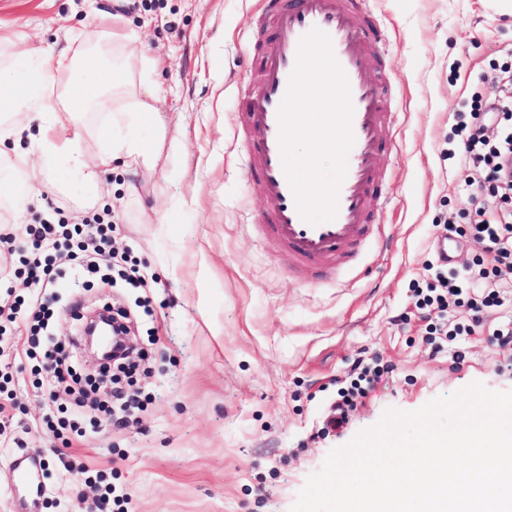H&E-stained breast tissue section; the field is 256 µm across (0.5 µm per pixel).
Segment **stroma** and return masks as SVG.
<instances>
[{
	"instance_id": "1",
	"label": "stroma",
	"mask_w": 512,
	"mask_h": 512,
	"mask_svg": "<svg viewBox=\"0 0 512 512\" xmlns=\"http://www.w3.org/2000/svg\"><path fill=\"white\" fill-rule=\"evenodd\" d=\"M387 44L371 80L399 114L381 157L390 184L385 246L349 266L290 275V262L255 239L268 204L240 177L239 101L247 68L268 48L260 0H0V53L62 47L65 34L94 50L113 14L148 48L170 129L184 150L145 175L149 193L130 197L129 173L113 164L101 199L84 191L45 202L29 177L28 221L60 207L69 222L111 214L112 250L139 261L154 280L74 288L84 309L127 312L134 388L147 397L124 421L84 409V436H72L46 479L38 512H86L101 485L125 496V512H290L308 476L328 453L375 426L384 411L412 412L479 382L512 391V346L492 341L512 323V287L470 335L434 352L412 289L436 263L435 238L447 217L469 223L474 207L461 185L466 171L448 151L457 114L473 95L493 101L497 86L481 73L506 62L512 0H368ZM161 216L149 224L145 214ZM28 310L0 324L10 339L0 354V512H16L12 462L46 453V417L62 414L42 395L39 363L27 350ZM385 370L346 422L327 429L337 379L360 352ZM462 361H454V353Z\"/></svg>"
}]
</instances>
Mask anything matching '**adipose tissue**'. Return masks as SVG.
<instances>
[{"mask_svg":"<svg viewBox=\"0 0 512 512\" xmlns=\"http://www.w3.org/2000/svg\"><path fill=\"white\" fill-rule=\"evenodd\" d=\"M112 65L103 67L76 39L65 48L29 49L0 62V157L16 154L52 191L70 180L95 191L113 163L153 171L183 149L157 103L147 54L128 52V34L106 31Z\"/></svg>","mask_w":512,"mask_h":512,"instance_id":"ef3b65f1","label":"adipose tissue"}]
</instances>
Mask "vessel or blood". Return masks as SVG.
I'll return each mask as SVG.
<instances>
[{"label":"vessel or blood","instance_id":"obj_1","mask_svg":"<svg viewBox=\"0 0 512 512\" xmlns=\"http://www.w3.org/2000/svg\"><path fill=\"white\" fill-rule=\"evenodd\" d=\"M370 14L367 0H264L272 47L250 72L253 88L245 102L242 170L246 182L257 184L269 204L258 226L261 238L287 252L298 271L349 263L365 243L382 236L391 197L379 176L378 158L385 148L383 131L393 115L379 85L366 76L386 47L371 29ZM315 28L329 36L333 55L346 76L354 138L336 216L319 224L306 221L296 208L282 163L279 118L301 39ZM47 466V460L30 455L14 460V486L26 497L19 512H33L32 501L42 492Z\"/></svg>","mask_w":512,"mask_h":512}]
</instances>
